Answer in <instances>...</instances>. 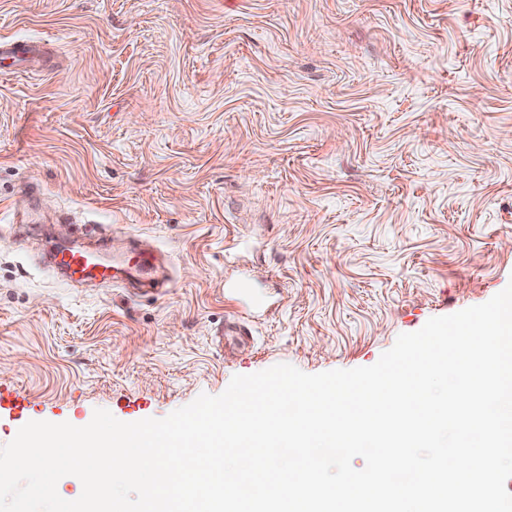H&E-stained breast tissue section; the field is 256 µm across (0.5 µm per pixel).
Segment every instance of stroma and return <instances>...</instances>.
<instances>
[{
    "label": "stroma",
    "mask_w": 512,
    "mask_h": 512,
    "mask_svg": "<svg viewBox=\"0 0 512 512\" xmlns=\"http://www.w3.org/2000/svg\"><path fill=\"white\" fill-rule=\"evenodd\" d=\"M0 36L48 48L0 61V446L370 366L512 282V0H0ZM67 242L167 285L70 283Z\"/></svg>",
    "instance_id": "obj_1"
}]
</instances>
